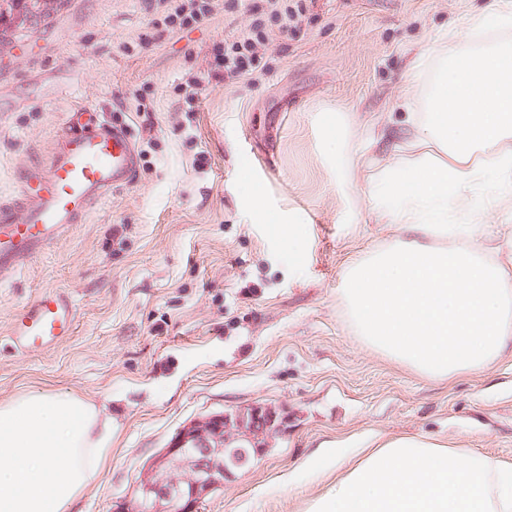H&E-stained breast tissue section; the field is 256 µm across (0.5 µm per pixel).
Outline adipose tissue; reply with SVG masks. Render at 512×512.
<instances>
[{"instance_id":"obj_1","label":"adipose tissue","mask_w":512,"mask_h":512,"mask_svg":"<svg viewBox=\"0 0 512 512\" xmlns=\"http://www.w3.org/2000/svg\"><path fill=\"white\" fill-rule=\"evenodd\" d=\"M512 26V0L472 16L451 57L414 51L398 98L433 73L424 116L373 176L368 208L395 225L387 246L349 263L342 297L363 341L433 381L491 369L512 355V279L477 242L492 218L512 223V45L475 52ZM496 171L504 188L485 183ZM112 452V422L71 394L26 392L0 403V512H69ZM305 512H512V462L444 440L369 434L334 458Z\"/></svg>"}]
</instances>
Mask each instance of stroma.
I'll use <instances>...</instances> for the list:
<instances>
[{
	"instance_id": "stroma-1",
	"label": "stroma",
	"mask_w": 512,
	"mask_h": 512,
	"mask_svg": "<svg viewBox=\"0 0 512 512\" xmlns=\"http://www.w3.org/2000/svg\"><path fill=\"white\" fill-rule=\"evenodd\" d=\"M259 2L229 13L213 0L173 32L159 0H58L0 50V200L46 164L68 112L127 126L140 149L131 184L0 282V402L74 394L112 418V456L71 512H114L180 428L254 403L285 410L287 433L199 512H304L323 489L319 448L345 454L371 432L512 460V358L438 384L356 335L342 274L395 230L369 213L365 159L337 165L322 142L338 112L347 139L371 137L412 48L442 53L441 34L491 0H309L266 45L267 75L210 78L188 100ZM137 94L152 111H136ZM53 288L75 304L71 335L13 352V319Z\"/></svg>"
}]
</instances>
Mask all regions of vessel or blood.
<instances>
[{
	"mask_svg": "<svg viewBox=\"0 0 512 512\" xmlns=\"http://www.w3.org/2000/svg\"><path fill=\"white\" fill-rule=\"evenodd\" d=\"M65 124L45 166L23 175L18 193L0 203V279L18 255L39 254L136 172L138 149L128 128L101 120L79 125L71 118ZM74 318L67 293L45 291L13 322L11 346L25 353L57 345L70 336Z\"/></svg>",
	"mask_w": 512,
	"mask_h": 512,
	"instance_id": "1",
	"label": "vessel or blood"
}]
</instances>
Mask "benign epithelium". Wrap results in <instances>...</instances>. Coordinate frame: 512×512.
I'll list each match as a JSON object with an SVG mask.
<instances>
[{"label": "benign epithelium", "mask_w": 512, "mask_h": 512, "mask_svg": "<svg viewBox=\"0 0 512 512\" xmlns=\"http://www.w3.org/2000/svg\"><path fill=\"white\" fill-rule=\"evenodd\" d=\"M287 429L288 415L262 403L204 416L182 427L150 460L134 497L150 501L153 512H198L206 495L250 468Z\"/></svg>", "instance_id": "1"}]
</instances>
